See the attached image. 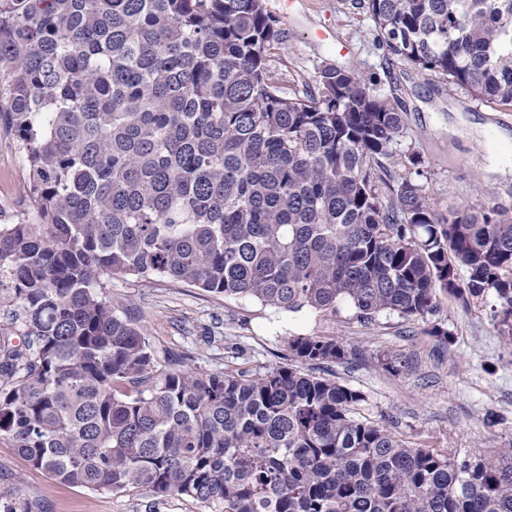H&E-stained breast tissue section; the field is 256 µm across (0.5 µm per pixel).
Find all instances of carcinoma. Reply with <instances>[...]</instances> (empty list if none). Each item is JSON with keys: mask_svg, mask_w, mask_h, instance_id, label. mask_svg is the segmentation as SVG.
<instances>
[{"mask_svg": "<svg viewBox=\"0 0 512 512\" xmlns=\"http://www.w3.org/2000/svg\"><path fill=\"white\" fill-rule=\"evenodd\" d=\"M364 6L392 56L512 106V0ZM282 42L265 0H0V120L37 212L0 224V437L61 483L209 512H512V448L409 447L356 415L360 391L293 365L162 367L104 297L106 275L155 276L371 322L491 294L512 336V215L438 213L385 163L404 129L390 99L333 65L286 95L266 64ZM35 508L0 492V512Z\"/></svg>", "mask_w": 512, "mask_h": 512, "instance_id": "1", "label": "carcinoma"}]
</instances>
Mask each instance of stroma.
<instances>
[{
  "label": "stroma",
  "instance_id": "35a3bbf8",
  "mask_svg": "<svg viewBox=\"0 0 512 512\" xmlns=\"http://www.w3.org/2000/svg\"><path fill=\"white\" fill-rule=\"evenodd\" d=\"M283 43L267 66L287 95L314 87L323 65L357 69L395 98L404 134L393 147L396 173L411 174L439 208L503 206L512 210V108L471 96L411 63L390 64L363 0H265ZM418 156L420 165L408 164ZM0 219L33 218L29 169L20 143L0 128ZM110 305L143 330L159 365L169 354L192 357L209 371L265 372L291 363L290 337L333 336L351 346L348 359L312 367L314 375L361 391L364 417L392 427L408 446L464 455L512 445V338L503 336L494 298L463 303L438 293L423 319L384 313L371 323L350 309L334 317L277 309L252 298H227L161 278H112ZM412 354L411 372L383 369L384 355ZM0 489H12L38 512H206L187 496L122 494L60 483L34 469L0 439Z\"/></svg>",
  "mask_w": 512,
  "mask_h": 512
}]
</instances>
